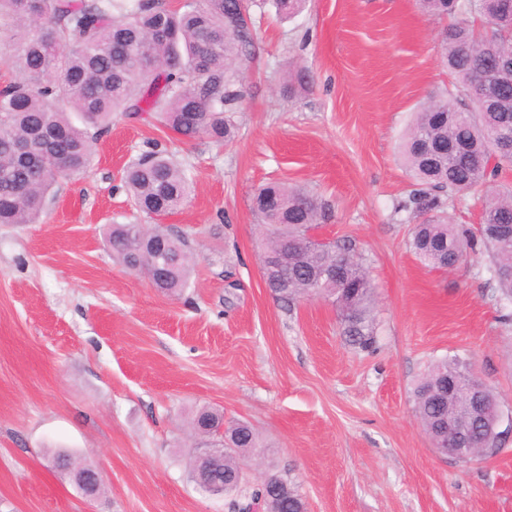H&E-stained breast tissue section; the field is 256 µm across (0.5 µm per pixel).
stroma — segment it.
<instances>
[{
	"label": "stroma",
	"mask_w": 512,
	"mask_h": 512,
	"mask_svg": "<svg viewBox=\"0 0 512 512\" xmlns=\"http://www.w3.org/2000/svg\"><path fill=\"white\" fill-rule=\"evenodd\" d=\"M253 67L233 141L186 140L121 114L87 171L61 181L33 224L0 225V512H239L188 476L203 407L248 422L263 448L251 483L292 479L308 512H512V435L462 461L433 447L414 388L459 356L512 416V323L489 255L432 269L399 210L411 178L399 146L418 107L450 86L446 22L415 0H308L280 19L257 0ZM309 84L291 90L299 71ZM194 183L165 217L195 272L157 291L107 246L111 224H143L122 182L149 143ZM307 189L328 212L318 235L351 244L374 285L376 343H347L329 301L266 288L258 187ZM99 471L86 499L53 457Z\"/></svg>",
	"instance_id": "stroma-1"
}]
</instances>
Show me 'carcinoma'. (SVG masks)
Wrapping results in <instances>:
<instances>
[{"instance_id":"cac0c4a2","label":"carcinoma","mask_w":512,"mask_h":512,"mask_svg":"<svg viewBox=\"0 0 512 512\" xmlns=\"http://www.w3.org/2000/svg\"><path fill=\"white\" fill-rule=\"evenodd\" d=\"M290 18L306 0H273ZM417 8L450 19L442 33L444 63L458 85L423 105L405 137L402 156L414 189L400 204L425 214L410 247L435 269H451L488 252L501 297L512 302V186L496 184L512 166V153L495 155L500 128L512 133V79L498 87L497 74L512 69V0H415ZM253 0H0V65L13 80L0 89V224H33L61 179L88 168L112 114L147 116L186 139L231 141L230 113L243 98L242 74L251 59ZM482 80L483 97L473 93ZM26 145L39 159L23 157ZM125 183L135 206L154 224H114L106 240L119 261L159 290L176 294L188 286L194 261L186 238L157 220L183 207L193 182L165 151L145 152L127 170ZM481 191L478 228L442 219L446 201ZM251 210L266 229L261 269L272 295L289 304L314 289L341 312L343 335L369 349L374 336V292L366 268L351 245L309 249L307 233L324 217L308 191L274 183L259 188ZM340 271L335 285L319 277ZM467 378L460 358L436 362L415 390L416 416L435 441L448 447V413H466L464 401L438 403L450 378ZM224 414L202 408L190 425L200 444H224V460L208 479L224 493L261 498L263 512H306L298 489L273 474L275 484L248 490L238 457L259 447L252 427L224 429Z\"/></svg>"}]
</instances>
